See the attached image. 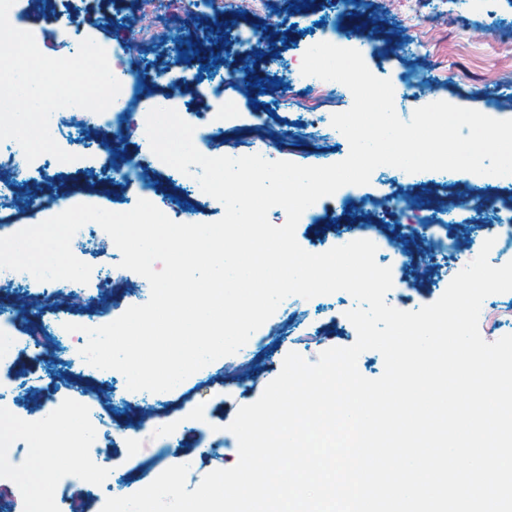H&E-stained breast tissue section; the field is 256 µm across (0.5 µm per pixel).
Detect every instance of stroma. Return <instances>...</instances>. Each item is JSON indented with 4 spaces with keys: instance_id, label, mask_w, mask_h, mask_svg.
<instances>
[{
    "instance_id": "35a3bbf8",
    "label": "stroma",
    "mask_w": 512,
    "mask_h": 512,
    "mask_svg": "<svg viewBox=\"0 0 512 512\" xmlns=\"http://www.w3.org/2000/svg\"><path fill=\"white\" fill-rule=\"evenodd\" d=\"M138 2L17 0L12 21L32 32L46 56H67L79 34L128 66L154 75L149 95L130 114L134 122H142L155 96L164 94L187 121L227 106L238 123L263 114L275 132L263 149L274 161L315 166L347 157L349 143L342 133L330 125L307 131L302 115L287 109L282 80L288 61L307 43L330 31H345L360 20L368 24L362 58L374 76L394 84L413 72L421 76L418 88L395 102L401 120H410L417 108L437 101L494 119H512V0H353L344 12L336 0H229L219 14L198 13L190 0H155L144 8ZM184 30L195 31L206 49L233 47V54L220 63L224 83L215 81L202 56L173 61L168 39ZM252 31L263 32L266 45L238 48L239 37ZM408 39L412 48L402 49ZM240 71L261 80V87L244 93L236 77ZM54 139L75 156L67 166L39 162L19 179L0 162V189L11 193L8 208L0 211V237L59 214L65 202L113 212L135 207L143 180L121 179L105 168L102 144L115 143L117 153L126 156L150 153L149 143L138 133L126 126L103 133L89 122L76 132L55 134ZM178 189V195L163 197L171 217L183 223H211L223 217V204L204 193L197 181H179ZM508 196L512 197V176L488 178L454 171L444 185L434 171L408 173L381 166L368 184L318 200L312 212L302 214L296 239L306 251L322 253L366 230L399 247L402 260L379 254L375 261L392 273L387 303L411 311L440 298L486 239L495 241L488 257L491 265L512 261V249L503 250L497 243L503 235L501 213L481 205L482 200ZM444 209L452 211L454 221L438 225V232L468 238V256L433 257L424 225ZM71 250L91 265L89 282L78 289L65 280L51 286L34 279L0 285V334L20 344L51 321L99 327L149 300V282L120 267L121 253L106 232L72 242ZM427 262L435 267L433 276L414 280L413 270ZM107 271L122 284L110 299L100 279ZM355 305L344 291L310 300L290 296L244 345L252 359L245 379H225L224 362L218 359L161 397L128 390L117 371L108 378L68 376L65 353L56 343L38 356L22 353L0 368V391L8 395L0 415L20 431L35 430L41 425L44 403L50 401L59 415L80 416L90 407L111 420V439L100 448L81 451L88 467L105 462L112 469V492L95 495L92 512H101L108 496L131 495L178 464L188 465L186 485L192 490L211 471L235 465L238 449L228 426L238 409L258 400L279 375L288 353L313 363L329 348L355 343L356 329L346 317ZM479 330L490 342L512 334V293L484 300ZM30 466L28 455H15L10 468L0 471V512H31L29 489L20 477Z\"/></svg>"
}]
</instances>
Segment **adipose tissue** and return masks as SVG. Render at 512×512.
Masks as SVG:
<instances>
[{
	"mask_svg": "<svg viewBox=\"0 0 512 512\" xmlns=\"http://www.w3.org/2000/svg\"><path fill=\"white\" fill-rule=\"evenodd\" d=\"M61 435L48 439L46 435L31 433L28 438L30 457L33 464L31 472L24 480L31 487L35 512H53L55 487L53 471L59 462L80 465L78 449L80 437L78 425L74 419L61 418L56 423Z\"/></svg>",
	"mask_w": 512,
	"mask_h": 512,
	"instance_id": "1",
	"label": "adipose tissue"
}]
</instances>
